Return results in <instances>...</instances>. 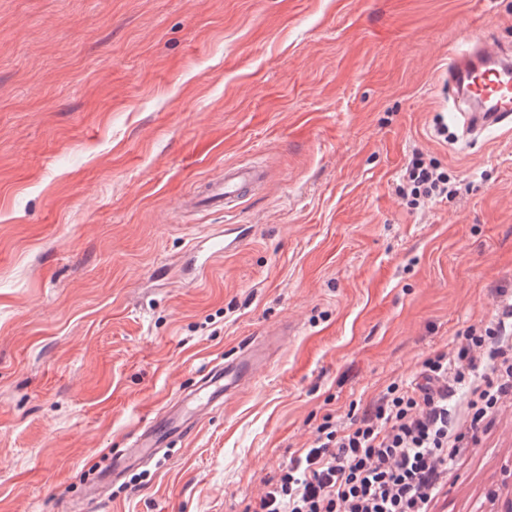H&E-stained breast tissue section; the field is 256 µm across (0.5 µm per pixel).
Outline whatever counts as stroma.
I'll return each mask as SVG.
<instances>
[{"instance_id": "35a3bbf8", "label": "stroma", "mask_w": 512, "mask_h": 512, "mask_svg": "<svg viewBox=\"0 0 512 512\" xmlns=\"http://www.w3.org/2000/svg\"><path fill=\"white\" fill-rule=\"evenodd\" d=\"M512 0H0V512H246L264 479L512 290V129L443 77ZM447 121V136L436 133ZM470 189L410 211L413 151ZM229 164L235 211L188 199ZM251 234L204 274L196 239ZM267 363L90 500L204 368ZM435 512L512 501V403Z\"/></svg>"}]
</instances>
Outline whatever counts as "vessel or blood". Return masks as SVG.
I'll use <instances>...</instances> for the list:
<instances>
[{
	"mask_svg": "<svg viewBox=\"0 0 512 512\" xmlns=\"http://www.w3.org/2000/svg\"><path fill=\"white\" fill-rule=\"evenodd\" d=\"M465 50L448 66V85L454 109L467 128L486 132L512 126V54L477 32L465 36ZM264 178L263 170L245 165L225 166L222 174L206 185L201 200L208 206L237 208ZM238 233L209 237L202 250L203 262L229 255L240 247ZM264 357L257 349L212 366L202 373L187 399L198 408L219 405L234 395L242 382L251 378ZM198 425L195 412L169 409L158 413L136 434L131 448L112 460L110 474L121 479L127 472L150 463L165 449L190 437Z\"/></svg>",
	"mask_w": 512,
	"mask_h": 512,
	"instance_id": "vessel-or-blood-1",
	"label": "vessel or blood"
}]
</instances>
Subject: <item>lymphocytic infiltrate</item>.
Segmentation results:
<instances>
[{"label":"lymphocytic infiltrate","mask_w":512,"mask_h":512,"mask_svg":"<svg viewBox=\"0 0 512 512\" xmlns=\"http://www.w3.org/2000/svg\"><path fill=\"white\" fill-rule=\"evenodd\" d=\"M457 191L419 153L398 187L414 209ZM497 297L492 319L426 358L413 381L387 385L349 423L325 418L309 446L265 480L250 512H433L469 445L453 420L458 393L474 430L512 400V294L501 288Z\"/></svg>","instance_id":"lymphocytic-infiltrate-1"}]
</instances>
